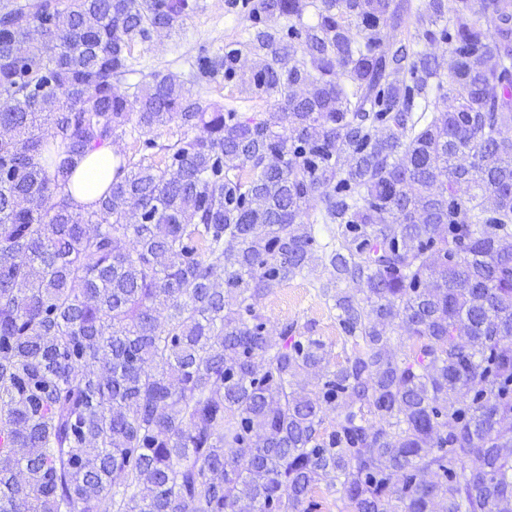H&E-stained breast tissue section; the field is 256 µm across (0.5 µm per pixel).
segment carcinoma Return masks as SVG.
I'll return each mask as SVG.
<instances>
[{"label":"carcinoma","mask_w":512,"mask_h":512,"mask_svg":"<svg viewBox=\"0 0 512 512\" xmlns=\"http://www.w3.org/2000/svg\"><path fill=\"white\" fill-rule=\"evenodd\" d=\"M191 10L0 0V512H512V0H258V65L198 69L260 118L115 91ZM132 121L200 134L75 204ZM323 259L334 371L260 309Z\"/></svg>","instance_id":"carcinoma-1"}]
</instances>
